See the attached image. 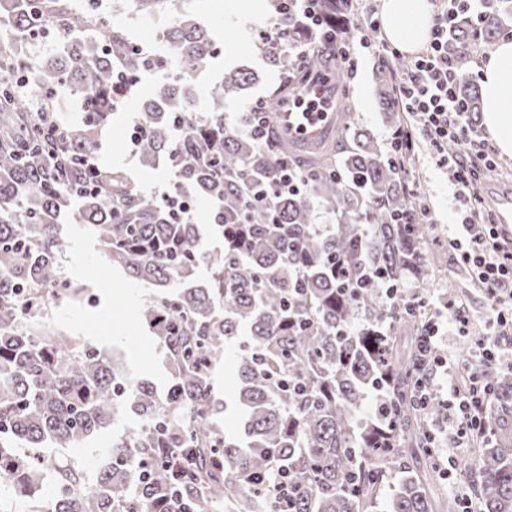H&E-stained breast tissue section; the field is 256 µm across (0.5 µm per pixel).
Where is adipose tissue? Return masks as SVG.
I'll list each match as a JSON object with an SVG mask.
<instances>
[{
    "label": "adipose tissue",
    "mask_w": 512,
    "mask_h": 512,
    "mask_svg": "<svg viewBox=\"0 0 512 512\" xmlns=\"http://www.w3.org/2000/svg\"><path fill=\"white\" fill-rule=\"evenodd\" d=\"M430 0H382L381 18L387 40L408 54L429 38ZM483 126L503 156L512 157V41H501L481 68Z\"/></svg>",
    "instance_id": "obj_1"
}]
</instances>
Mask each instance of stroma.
Returning <instances> with one entry per match:
<instances>
[{
    "instance_id": "stroma-1",
    "label": "stroma",
    "mask_w": 512,
    "mask_h": 512,
    "mask_svg": "<svg viewBox=\"0 0 512 512\" xmlns=\"http://www.w3.org/2000/svg\"><path fill=\"white\" fill-rule=\"evenodd\" d=\"M115 23L131 29L139 42L154 38L158 29L181 19H192L208 28L217 41L219 52L212 68L196 82V100L204 106H212L211 89L223 76L235 69L254 73L257 80L247 88L244 96L228 97L223 101L226 113L244 111L256 99L269 95L271 86L278 79L277 70L268 63L259 50V31L273 30L277 19V0H268V7L251 14L247 29H240L235 17L224 11V0H181L174 10L163 15H145L136 8L135 0H109ZM376 54L364 53L355 72L349 74L347 87L352 109L360 127L378 141H385L391 131L378 105L375 92L374 63ZM168 77L164 71L142 73L133 87L124 107L114 114L109 129L101 140L100 158L112 166L123 169L144 191L157 195L173 189L174 178L166 166L150 168L140 163L132 151L127 134L138 121L136 105L164 83ZM413 180L427 197L432 210L431 217L440 240L453 236L452 176L448 169L438 166L424 150H417L412 166ZM61 233L66 243L59 256L62 278L78 279L90 289L93 302L71 303L62 301L48 305L47 318L53 328L77 335L84 342L107 353L117 380L131 384L142 380L153 382L158 392H165L169 384L170 367L166 350L151 329L143 326L136 317L137 308L154 297L153 289L133 284L119 269L110 267L100 254L98 246L84 236L74 219H65ZM437 288L433 300H440L441 288H457L466 299L472 317L470 335L456 331L443 333L439 343L448 360L465 362L470 350L484 328L486 314L485 295L476 288L456 259H449L448 270L435 280ZM139 420L127 406L113 410L110 426L93 436L79 448H59L57 458L68 460L85 478L96 480L97 471L88 467L98 455L110 452L111 441L128 437L138 427Z\"/></svg>"
}]
</instances>
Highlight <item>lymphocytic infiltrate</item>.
Segmentation results:
<instances>
[{"label": "lymphocytic infiltrate", "instance_id": "1", "mask_svg": "<svg viewBox=\"0 0 512 512\" xmlns=\"http://www.w3.org/2000/svg\"><path fill=\"white\" fill-rule=\"evenodd\" d=\"M494 2L438 0L428 45L412 59L409 70L398 76L393 87L395 104L405 120L389 135L387 145L399 165H406L409 151L420 145L438 165L450 168L460 233L450 238L449 244L487 300L486 334L478 343L474 358L479 362H499L512 370V237L506 236L500 225L481 224L474 218L481 174L494 167L496 160L485 134L473 126L455 94L464 57L448 45V31L459 12L479 16ZM278 9L292 11L342 57L353 55V40L340 34L332 17L323 10L322 0H281ZM450 141L458 145L457 153L452 156L444 151ZM426 318L419 336L421 367L434 375L447 372L448 362L435 356L434 346L443 327L467 332L469 311L453 304L431 305ZM495 395L494 387L475 369L470 374L467 392L454 389L445 398L434 386L422 383L417 388L416 398L424 409L453 408L455 418L449 431L457 445L462 446L483 435V414Z\"/></svg>", "mask_w": 512, "mask_h": 512}]
</instances>
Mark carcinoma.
I'll use <instances>...</instances> for the list:
<instances>
[{"instance_id":"carcinoma-1","label":"carcinoma","mask_w":512,"mask_h":512,"mask_svg":"<svg viewBox=\"0 0 512 512\" xmlns=\"http://www.w3.org/2000/svg\"><path fill=\"white\" fill-rule=\"evenodd\" d=\"M508 21L499 7L476 27L465 16L448 31L452 48L477 40L490 50ZM286 40L304 38L290 12L278 14ZM63 31L58 61L34 65L23 51L36 30ZM21 51L0 55V475L16 493L42 488L44 464L24 448H79L112 418L115 375L105 354L33 322L21 325L62 297L76 300L86 285L59 274L64 242L58 220L74 215L100 246L109 265L160 294L141 306V323L164 344L171 380L166 395L144 382L126 402L140 418L131 437L112 443L111 465L97 490H76L79 477L62 461L55 467L52 512H257L265 506L249 484L254 473L278 464L306 490L286 512H372L387 484L397 483L390 512H459L441 492L442 469L428 447L436 410L417 408L418 338L424 312H406L404 287L413 282L425 299L445 263L433 245L434 225L395 224L391 215L427 206L387 146L359 127L340 101L336 136L305 156L280 137L259 144L224 125L215 107L194 118L193 78L213 57L208 31L186 19L163 30L168 54L179 64L138 106L137 153L153 166L163 159L181 186L211 205L210 232L224 248L200 253L203 227L179 222L154 196L138 190L124 171L99 165L102 132L125 96L112 83L121 69L137 78L163 60L136 53L123 32L93 9L65 0H0V30ZM270 63L288 74L274 100L295 93L304 73L326 71L344 91L340 55L312 46L304 71L288 54L260 44ZM377 96L389 124H401L393 101L391 64L378 57ZM256 77L229 74L211 90L214 101L238 97ZM66 88L82 105L79 120L48 133L45 113ZM459 97L471 121L482 111L480 90L467 73ZM187 132L173 137L176 124ZM302 170L303 189L253 203V193L275 178L273 158ZM322 208L334 220L330 235L313 229ZM343 253L364 287L338 293L324 258ZM206 262V283L194 282ZM396 287L390 302L385 289ZM234 348L246 413V442L221 439L220 402L210 369ZM485 380L498 407L484 414L486 438H477L463 463L480 512H512V375L489 365ZM384 385L387 418L368 407V392ZM186 460L172 486L163 466L172 449Z\"/></svg>"}]
</instances>
